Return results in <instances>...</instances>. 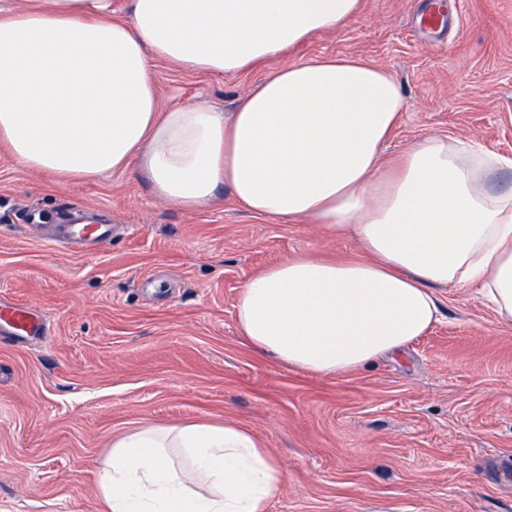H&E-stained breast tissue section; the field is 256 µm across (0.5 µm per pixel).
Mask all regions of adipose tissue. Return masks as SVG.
<instances>
[{
  "mask_svg": "<svg viewBox=\"0 0 512 512\" xmlns=\"http://www.w3.org/2000/svg\"><path fill=\"white\" fill-rule=\"evenodd\" d=\"M359 0H0V143L64 179L140 164L159 199L186 209L230 191L245 212L352 239L358 259L296 254L241 288L239 335L289 368L342 378L425 336L435 288L479 289L512 323V158L425 136L381 147L403 105L390 72L358 58L283 65L228 111L162 108L165 61L208 76L255 69L343 27ZM284 472L228 420L145 428L112 442L101 512H268Z\"/></svg>",
  "mask_w": 512,
  "mask_h": 512,
  "instance_id": "1",
  "label": "adipose tissue"
}]
</instances>
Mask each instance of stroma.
I'll return each mask as SVG.
<instances>
[{
    "label": "stroma",
    "instance_id": "1",
    "mask_svg": "<svg viewBox=\"0 0 512 512\" xmlns=\"http://www.w3.org/2000/svg\"><path fill=\"white\" fill-rule=\"evenodd\" d=\"M444 4L443 27L428 24ZM355 57L404 97L382 147L474 138L512 157V0H361L341 29L267 67L212 77L157 61L160 104L231 109L287 62ZM82 211L116 231L72 252L51 223ZM298 253L359 257L314 224L241 210L228 189L187 211L137 171L64 180L0 145V512H99L112 440L144 426L236 421L277 454L269 512H512V324L475 289L439 288L431 331L342 379L282 366L243 343L244 282Z\"/></svg>",
    "mask_w": 512,
    "mask_h": 512
}]
</instances>
